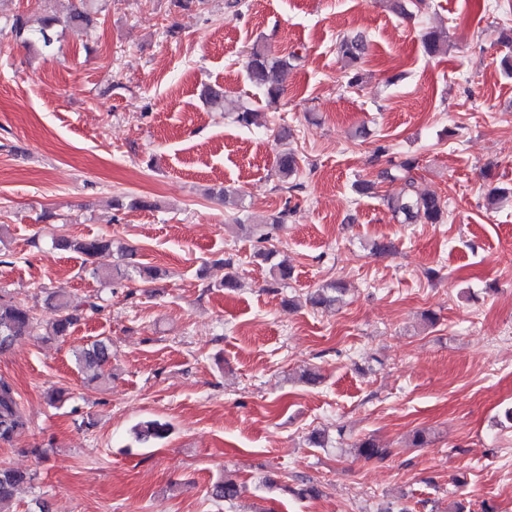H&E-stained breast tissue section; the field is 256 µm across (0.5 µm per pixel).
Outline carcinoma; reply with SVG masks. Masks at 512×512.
Returning a JSON list of instances; mask_svg holds the SVG:
<instances>
[{"label": "carcinoma", "mask_w": 512, "mask_h": 512, "mask_svg": "<svg viewBox=\"0 0 512 512\" xmlns=\"http://www.w3.org/2000/svg\"><path fill=\"white\" fill-rule=\"evenodd\" d=\"M96 6L94 0H69L67 12L63 15L44 14L35 19L18 15L12 27L16 35L28 46L36 44L44 52H51L58 40V29L63 25L81 24L90 26L94 22ZM426 52L437 55L448 51V39L435 30H429L423 35ZM339 53L345 67L353 70L349 85L353 86L360 80L358 66L367 53L366 41L361 36L346 38L339 44ZM298 59L293 54L291 58L271 56L263 47L255 45L251 48L246 59V71L249 81L259 90L269 103L276 102L284 92V83L288 72L294 67L292 61ZM204 103L214 109H224V91L219 87L207 86L202 91ZM415 161L407 159L395 167L394 171H385L382 178L403 181L400 192L388 199L387 204L393 214L404 223L422 221L426 224H440L446 212L445 205L435 194H420L414 187V179L410 172ZM298 159L294 151L284 149L277 157V172L281 182L288 184L287 191L302 187V184H289V180L298 173ZM56 245L63 249H74L86 256L93 265L95 275L107 274L111 271L126 277L128 270L121 268L120 261L133 256V252L121 247L113 249L112 240L92 238L73 241L62 237L56 240ZM227 272L218 287L224 289L237 288L240 285L238 275L234 272L235 260L228 256L217 260ZM345 288L332 284L321 288L309 297L314 306L330 307L340 301ZM57 318L49 326H43L34 312V308L24 303L6 300L0 297V354L11 349L15 341L23 336H33L44 332L47 336L64 337L80 320L78 307L71 304L64 292L53 295ZM112 360V342L108 338L98 339L85 346L77 355V363L81 370L92 372L91 379L96 380L105 376V368ZM27 429V423L18 411V393L13 383L0 377V445H10L21 437ZM172 431V424L160 419H149L137 423L132 434L136 441L156 443L166 439ZM358 454L366 459H384L390 450L380 446L371 437H365L356 443ZM34 479V474L0 466V512H10L19 487ZM244 485L234 480L220 479L212 484L211 495L217 500L232 502L241 497Z\"/></svg>", "instance_id": "cac0c4a2"}]
</instances>
